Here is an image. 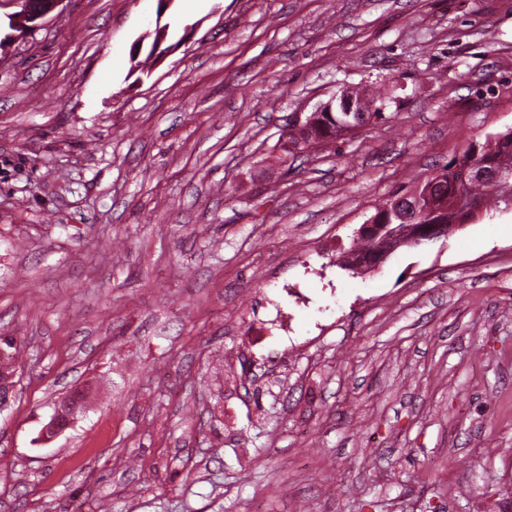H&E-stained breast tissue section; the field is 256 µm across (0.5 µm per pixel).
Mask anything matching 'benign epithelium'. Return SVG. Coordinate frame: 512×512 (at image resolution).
<instances>
[{"label":"benign epithelium","instance_id":"benign-epithelium-1","mask_svg":"<svg viewBox=\"0 0 512 512\" xmlns=\"http://www.w3.org/2000/svg\"><path fill=\"white\" fill-rule=\"evenodd\" d=\"M19 7V10L10 15V27L24 36L29 30L38 26L39 21L55 11L64 0H7ZM341 102L352 119L342 125V134L347 135L362 128L369 121V113L382 112L385 105L375 101L367 102L353 96L351 89L342 88L334 92L330 98L314 107L316 112H329L335 102ZM315 116L304 112L294 113L293 132L295 140L304 146L302 153L307 154L316 147L313 139L308 137V130L314 124ZM500 172L487 163L464 170L463 178H490L496 179ZM459 205V202L448 198V195H437L425 190L423 193L409 196L398 194L394 207H382L369 216L360 225L356 234L376 241V248L367 255L369 265L374 269L381 268L389 257L400 247L407 243L416 247L428 245L449 235L448 225L444 217L448 208ZM72 396L66 395L57 402L54 412L41 431L44 441L50 442L59 437L65 430L62 419L73 422L67 411L71 406Z\"/></svg>","mask_w":512,"mask_h":512}]
</instances>
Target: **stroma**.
Here are the masks:
<instances>
[{
    "instance_id": "obj_1",
    "label": "stroma",
    "mask_w": 512,
    "mask_h": 512,
    "mask_svg": "<svg viewBox=\"0 0 512 512\" xmlns=\"http://www.w3.org/2000/svg\"><path fill=\"white\" fill-rule=\"evenodd\" d=\"M160 16L64 0L0 53V512H512V212L334 263L512 127V0H172L156 65ZM372 83L394 120L281 165ZM305 111L295 112L294 113V124H293V132L295 136V140L299 142V144L304 146L302 150V154H307L312 151L318 144H316L312 138H308L307 131L311 129L314 124V120L318 115H314L311 113L310 115H305ZM314 115V116H313ZM304 116V117H303ZM373 247L372 242H368L363 239L353 240L351 245L336 258V266L343 270L352 272L353 275L361 273V268L369 270L368 265L361 261V257L364 256ZM347 260L350 266L347 268L343 266L342 261ZM73 395H66L60 398L57 402L54 412L49 421L44 425L41 431V437L44 441L50 442L59 437L66 429L62 424V419L65 417L70 425L74 420L67 414L71 405Z\"/></svg>"
}]
</instances>
